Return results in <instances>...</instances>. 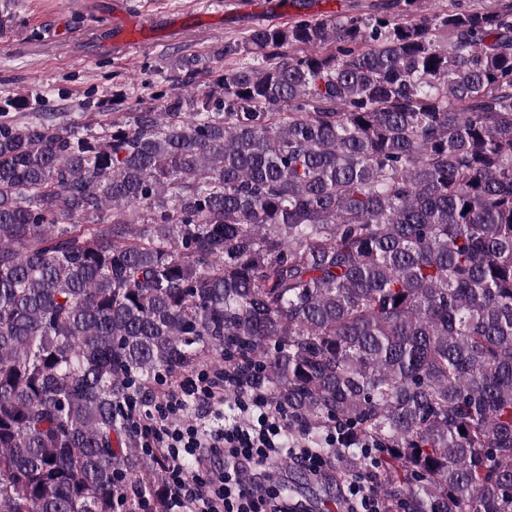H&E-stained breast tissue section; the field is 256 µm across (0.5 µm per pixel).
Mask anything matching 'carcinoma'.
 I'll use <instances>...</instances> for the list:
<instances>
[{
  "label": "carcinoma",
  "mask_w": 512,
  "mask_h": 512,
  "mask_svg": "<svg viewBox=\"0 0 512 512\" xmlns=\"http://www.w3.org/2000/svg\"><path fill=\"white\" fill-rule=\"evenodd\" d=\"M173 70L0 105V512H168L125 402L212 354L386 512H512V3Z\"/></svg>",
  "instance_id": "cac0c4a2"
}]
</instances>
